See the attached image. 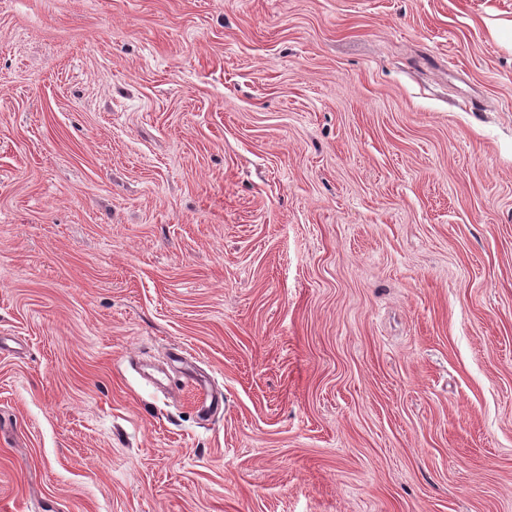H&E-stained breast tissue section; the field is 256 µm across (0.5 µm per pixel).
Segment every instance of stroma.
Instances as JSON below:
<instances>
[{"instance_id": "stroma-1", "label": "stroma", "mask_w": 512, "mask_h": 512, "mask_svg": "<svg viewBox=\"0 0 512 512\" xmlns=\"http://www.w3.org/2000/svg\"><path fill=\"white\" fill-rule=\"evenodd\" d=\"M505 20L0 0V512H512Z\"/></svg>"}]
</instances>
